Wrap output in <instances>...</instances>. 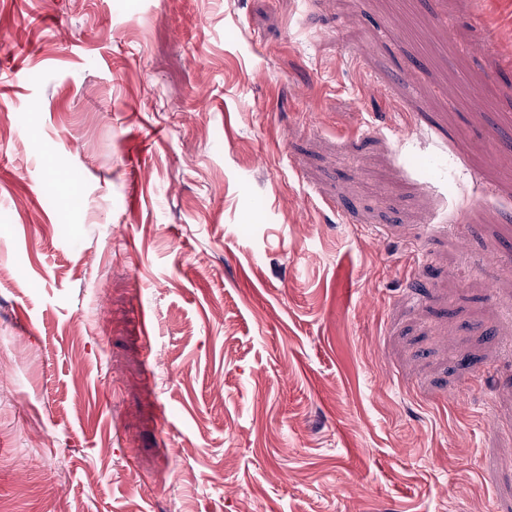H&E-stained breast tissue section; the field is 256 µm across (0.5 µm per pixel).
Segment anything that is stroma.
I'll list each match as a JSON object with an SVG mask.
<instances>
[{
    "mask_svg": "<svg viewBox=\"0 0 512 512\" xmlns=\"http://www.w3.org/2000/svg\"><path fill=\"white\" fill-rule=\"evenodd\" d=\"M504 72L512 0H0V512H512Z\"/></svg>",
    "mask_w": 512,
    "mask_h": 512,
    "instance_id": "1",
    "label": "stroma"
}]
</instances>
